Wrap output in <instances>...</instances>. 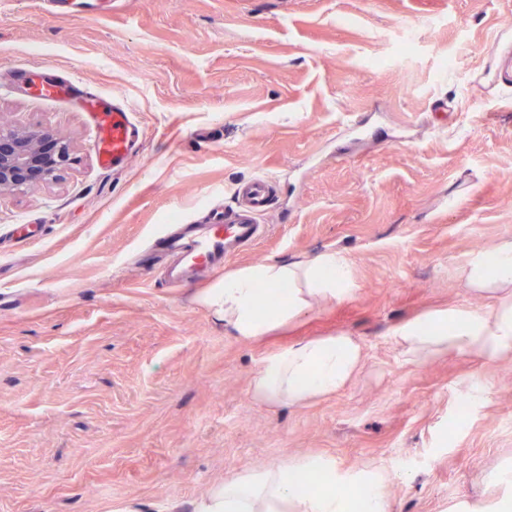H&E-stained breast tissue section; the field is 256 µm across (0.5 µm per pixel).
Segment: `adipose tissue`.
I'll return each instance as SVG.
<instances>
[{
	"instance_id": "adipose-tissue-1",
	"label": "adipose tissue",
	"mask_w": 512,
	"mask_h": 512,
	"mask_svg": "<svg viewBox=\"0 0 512 512\" xmlns=\"http://www.w3.org/2000/svg\"><path fill=\"white\" fill-rule=\"evenodd\" d=\"M472 288L491 292V308L433 310L395 330L409 363L419 365L449 353L485 358L512 357V239L501 240L491 255L473 256L462 270ZM264 285L286 287L288 295L263 299ZM357 283L341 254L326 251L308 262L272 260L231 270L221 285L204 289L195 300L230 326L238 338L258 342L295 325L320 300L341 301ZM364 361L360 342L343 333L307 337L270 353L255 375L250 394L273 406H306L344 389ZM317 474L322 491L309 492L302 476ZM359 489L356 500L337 496L336 483ZM385 478L344 476L327 459L301 457L265 470L230 472L194 503L192 512H389Z\"/></svg>"
}]
</instances>
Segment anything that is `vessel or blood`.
Returning <instances> with one entry per match:
<instances>
[{"instance_id": "b4317fda", "label": "vessel or blood", "mask_w": 512, "mask_h": 512, "mask_svg": "<svg viewBox=\"0 0 512 512\" xmlns=\"http://www.w3.org/2000/svg\"><path fill=\"white\" fill-rule=\"evenodd\" d=\"M92 118L103 130L98 151L104 162L119 164L128 155L134 140L127 112L117 106L109 111L96 106L92 109ZM274 183L270 176L251 177L235 187L236 206L224 220L213 224H187L179 233L167 236L168 248L179 258L170 275V285L180 287L191 282L200 268L218 269L238 249L258 242L264 233L260 219L271 208Z\"/></svg>"}]
</instances>
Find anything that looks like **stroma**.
I'll use <instances>...</instances> for the list:
<instances>
[{
	"instance_id": "1",
	"label": "stroma",
	"mask_w": 512,
	"mask_h": 512,
	"mask_svg": "<svg viewBox=\"0 0 512 512\" xmlns=\"http://www.w3.org/2000/svg\"><path fill=\"white\" fill-rule=\"evenodd\" d=\"M0 0V124L68 138L51 184L0 194V512H190L226 472L300 456L387 475L390 512H497L512 358L416 366L395 325L486 311L459 269L512 238V0ZM415 29L411 56L401 39ZM78 81L136 127L103 167ZM275 176L264 237L166 285L151 239ZM335 249L358 284L261 342L193 299L225 271ZM345 333L365 363L308 406L254 402L264 358ZM468 398L470 409L457 403Z\"/></svg>"
}]
</instances>
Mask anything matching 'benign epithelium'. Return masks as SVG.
<instances>
[{
    "mask_svg": "<svg viewBox=\"0 0 512 512\" xmlns=\"http://www.w3.org/2000/svg\"><path fill=\"white\" fill-rule=\"evenodd\" d=\"M72 161L70 142L52 130L0 127V193L54 182Z\"/></svg>",
    "mask_w": 512,
    "mask_h": 512,
    "instance_id": "obj_1",
    "label": "benign epithelium"
}]
</instances>
